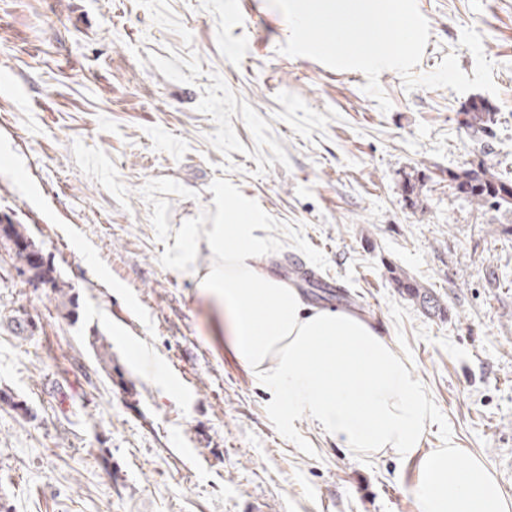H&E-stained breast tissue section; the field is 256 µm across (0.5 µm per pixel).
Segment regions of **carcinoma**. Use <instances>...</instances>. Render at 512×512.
I'll list each match as a JSON object with an SVG mask.
<instances>
[{
	"mask_svg": "<svg viewBox=\"0 0 512 512\" xmlns=\"http://www.w3.org/2000/svg\"><path fill=\"white\" fill-rule=\"evenodd\" d=\"M495 122L496 112L483 100L472 101L463 112L462 124L477 138L490 136ZM448 182L455 194L470 204L483 206L492 201L499 206L512 208V178L498 174L494 166L484 161L476 165L465 164L456 171L448 172ZM0 236L13 242L16 260L31 273L32 279L48 284L59 292L68 287L65 281L54 275V269L44 264L23 225L1 224ZM389 273L396 287L418 301L423 308H436L435 299L404 272L391 268Z\"/></svg>",
	"mask_w": 512,
	"mask_h": 512,
	"instance_id": "obj_1",
	"label": "carcinoma"
}]
</instances>
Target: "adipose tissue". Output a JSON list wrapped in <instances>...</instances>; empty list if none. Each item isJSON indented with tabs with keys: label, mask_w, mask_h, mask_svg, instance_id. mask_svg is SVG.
Wrapping results in <instances>:
<instances>
[{
	"label": "adipose tissue",
	"mask_w": 512,
	"mask_h": 512,
	"mask_svg": "<svg viewBox=\"0 0 512 512\" xmlns=\"http://www.w3.org/2000/svg\"><path fill=\"white\" fill-rule=\"evenodd\" d=\"M224 212L230 223L187 230L214 256L197 286L223 305L232 345L256 381L282 396L289 417H310L356 453L414 455L432 410L407 361L358 313L310 305L280 276L259 218L232 199ZM448 454L440 448L423 460L419 512H512L484 461L458 473Z\"/></svg>",
	"instance_id": "adipose-tissue-1"
}]
</instances>
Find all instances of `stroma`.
<instances>
[{
	"mask_svg": "<svg viewBox=\"0 0 512 512\" xmlns=\"http://www.w3.org/2000/svg\"><path fill=\"white\" fill-rule=\"evenodd\" d=\"M416 66L482 37L497 94L379 84L278 48L268 0H0V224L25 225L69 288L20 273L0 239V512H418L420 456L482 459L512 489V210L457 198L448 172L512 173V0H417ZM485 99L493 135L471 138ZM421 180L418 198L406 185ZM233 193L283 277L337 281L432 405L409 461L362 455L255 382L186 257ZM426 286L425 312L389 280ZM112 362L96 356L97 339ZM462 124L471 131L474 137H489L492 126L496 122V112L483 100L472 101L462 113Z\"/></svg>",
	"mask_w": 512,
	"mask_h": 512,
	"instance_id": "stroma-1",
	"label": "stroma"
}]
</instances>
